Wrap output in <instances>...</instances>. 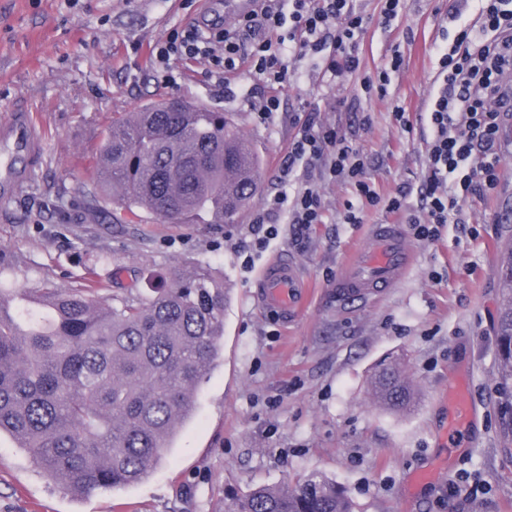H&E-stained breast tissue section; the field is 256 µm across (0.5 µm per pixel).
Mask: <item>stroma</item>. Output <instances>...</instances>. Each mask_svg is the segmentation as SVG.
<instances>
[{
    "label": "stroma",
    "mask_w": 512,
    "mask_h": 512,
    "mask_svg": "<svg viewBox=\"0 0 512 512\" xmlns=\"http://www.w3.org/2000/svg\"><path fill=\"white\" fill-rule=\"evenodd\" d=\"M370 22L360 40L358 73L324 77L315 58L292 59L269 118L250 103L270 93L241 71L218 85L206 63L175 62L176 83L150 63L151 46L194 25L201 0H0V120L14 109L36 115L46 143L32 182L0 204V249L10 269L0 283L35 288L102 285L147 288L149 275L223 271L224 358L202 382L192 419L143 482L84 497L45 477L8 435L0 436V512H225L260 485L318 473L342 487L353 512H512V456L500 442L493 332L498 262L512 240V112L501 135L500 181L463 202L462 222L435 240L413 241L415 263L396 287L341 303L335 285L375 224L396 222L382 203H358L351 186L323 174L313 182L322 223L279 234L256 247L255 214L276 193L304 188L282 177L297 120L314 116L345 135L369 168L380 199L407 189L405 216L419 215L430 136L422 107L433 90L441 32L472 25L479 0H406L393 25L378 24L380 0H354ZM404 63L384 94L367 95L363 77L387 69L393 46ZM157 98H185L231 113L260 156L262 181L231 224H162L151 215L119 221L87 209V176L102 132L122 113ZM404 107L414 126L393 119ZM357 204L361 223L344 221ZM295 270L301 306L288 318L255 294L265 266ZM396 364L417 397L413 410L378 405L370 377ZM469 399L471 422L454 425L455 402Z\"/></svg>",
    "instance_id": "35a3bbf8"
}]
</instances>
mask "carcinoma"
Returning <instances> with one entry per match:
<instances>
[{
  "instance_id": "carcinoma-1",
  "label": "carcinoma",
  "mask_w": 512,
  "mask_h": 512,
  "mask_svg": "<svg viewBox=\"0 0 512 512\" xmlns=\"http://www.w3.org/2000/svg\"><path fill=\"white\" fill-rule=\"evenodd\" d=\"M260 164L226 113L161 99L112 121L102 135L90 208L98 196L133 216L222 224L256 194ZM495 325L498 392L512 406V246L502 253ZM0 286V435L49 477L88 495L133 485L153 471L195 413L221 358L224 281L209 266L173 273L148 296L137 288ZM374 393L405 411L415 392L399 369H378ZM236 512H352L336 483L313 473L258 486Z\"/></svg>"
}]
</instances>
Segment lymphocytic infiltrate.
<instances>
[{"instance_id": "obj_1", "label": "lymphocytic infiltrate", "mask_w": 512, "mask_h": 512, "mask_svg": "<svg viewBox=\"0 0 512 512\" xmlns=\"http://www.w3.org/2000/svg\"><path fill=\"white\" fill-rule=\"evenodd\" d=\"M478 23V29H461L438 61L427 106L431 139L422 184L426 215L410 221L419 241L433 239L438 226L449 223L467 198L490 192L499 183L502 114L494 103L504 72L512 69V0H482ZM366 26L353 0H259L257 9L222 29H173L152 55L161 67L174 57L199 59L225 75L245 65L266 83L281 85L288 80L290 57L311 54L336 78L358 71L356 48ZM288 159L310 167L324 164L332 180L353 185L360 199L379 201L359 151L336 131L316 129L313 120L301 123ZM290 164L284 174H291ZM284 212L301 230L321 223L318 190L307 186L291 198L274 195L254 219L257 244L277 236L276 224Z\"/></svg>"}]
</instances>
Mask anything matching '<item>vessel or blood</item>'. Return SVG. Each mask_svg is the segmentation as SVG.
<instances>
[{
  "instance_id": "vessel-or-blood-1",
  "label": "vessel or blood",
  "mask_w": 512,
  "mask_h": 512,
  "mask_svg": "<svg viewBox=\"0 0 512 512\" xmlns=\"http://www.w3.org/2000/svg\"><path fill=\"white\" fill-rule=\"evenodd\" d=\"M44 159V141L33 113L19 111L0 121V203L31 181ZM414 256L401 225H374L355 260L336 285L339 301L350 302L395 286ZM263 307L288 316L298 304L295 271L288 262L270 264L257 282Z\"/></svg>"
}]
</instances>
